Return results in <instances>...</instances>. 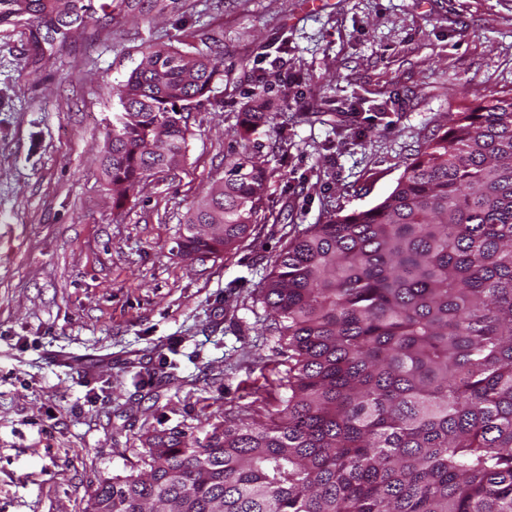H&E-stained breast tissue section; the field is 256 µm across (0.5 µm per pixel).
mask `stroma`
Listing matches in <instances>:
<instances>
[{
  "label": "stroma",
  "instance_id": "1",
  "mask_svg": "<svg viewBox=\"0 0 512 512\" xmlns=\"http://www.w3.org/2000/svg\"><path fill=\"white\" fill-rule=\"evenodd\" d=\"M30 23L0 24V512H85L153 431L205 439L275 409L284 360L258 284L293 232L385 197L462 103L512 93V0H142L31 65ZM221 75L184 120L183 163L122 208L104 128L148 45ZM275 220L220 256L179 252L224 176L245 96Z\"/></svg>",
  "mask_w": 512,
  "mask_h": 512
}]
</instances>
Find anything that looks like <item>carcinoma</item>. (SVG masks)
<instances>
[{
  "label": "carcinoma",
  "instance_id": "carcinoma-1",
  "mask_svg": "<svg viewBox=\"0 0 512 512\" xmlns=\"http://www.w3.org/2000/svg\"><path fill=\"white\" fill-rule=\"evenodd\" d=\"M6 2L0 23L36 20L39 61L98 11L140 0ZM219 75L210 58L151 45L113 88L102 166L115 205L180 166L177 103ZM466 95L388 195L295 232L264 277L288 350L275 417L226 419L204 442L156 431L85 512H512V94ZM244 108L224 179L185 221L188 256L269 221L251 136L270 103L253 92Z\"/></svg>",
  "mask_w": 512,
  "mask_h": 512
}]
</instances>
